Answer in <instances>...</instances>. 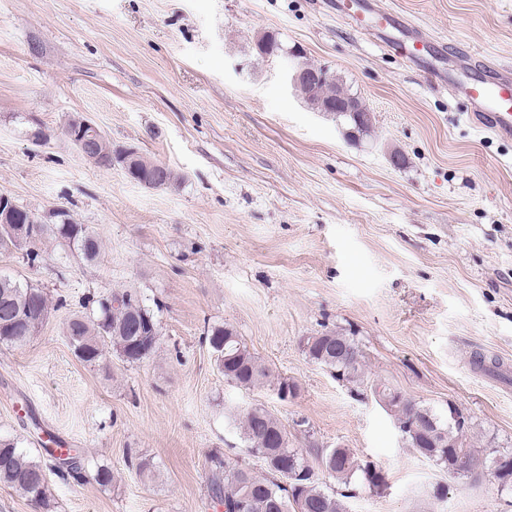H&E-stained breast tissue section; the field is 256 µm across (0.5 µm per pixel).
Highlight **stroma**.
Here are the masks:
<instances>
[{
	"label": "stroma",
	"instance_id": "1",
	"mask_svg": "<svg viewBox=\"0 0 512 512\" xmlns=\"http://www.w3.org/2000/svg\"><path fill=\"white\" fill-rule=\"evenodd\" d=\"M383 3L438 46L512 68V0ZM264 34L340 79L370 134L289 88L285 57L256 52ZM469 112L332 0H0V195L102 243L92 262L51 240L34 267L0 254V275L66 301L27 343L0 345V439L41 456L54 438L83 472L48 471L46 509L0 488V512H222L216 460L265 470L233 422L253 406L308 458L340 446L381 470L386 490L356 492L348 512H512L490 473L448 475L302 348L354 331L371 379L459 408L483 456L512 451V139ZM73 118L176 183L97 167L63 133ZM125 288L158 321L154 353L81 361L69 318ZM216 325L296 396L228 383L205 340ZM477 353L497 369L474 368Z\"/></svg>",
	"mask_w": 512,
	"mask_h": 512
}]
</instances>
